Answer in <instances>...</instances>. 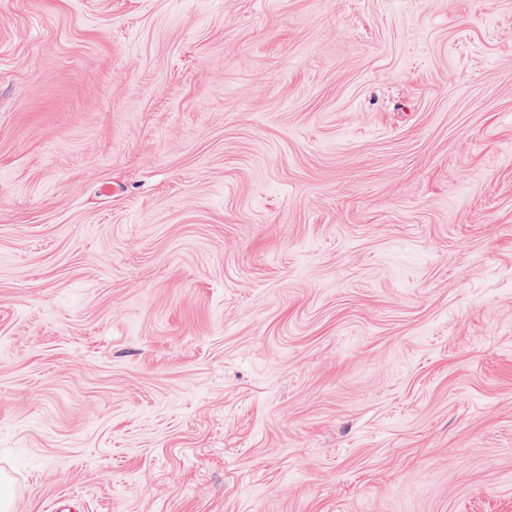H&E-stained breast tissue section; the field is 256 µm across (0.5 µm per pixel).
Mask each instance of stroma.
<instances>
[{
	"label": "stroma",
	"mask_w": 512,
	"mask_h": 512,
	"mask_svg": "<svg viewBox=\"0 0 512 512\" xmlns=\"http://www.w3.org/2000/svg\"><path fill=\"white\" fill-rule=\"evenodd\" d=\"M11 512H512V0H0Z\"/></svg>",
	"instance_id": "obj_1"
}]
</instances>
